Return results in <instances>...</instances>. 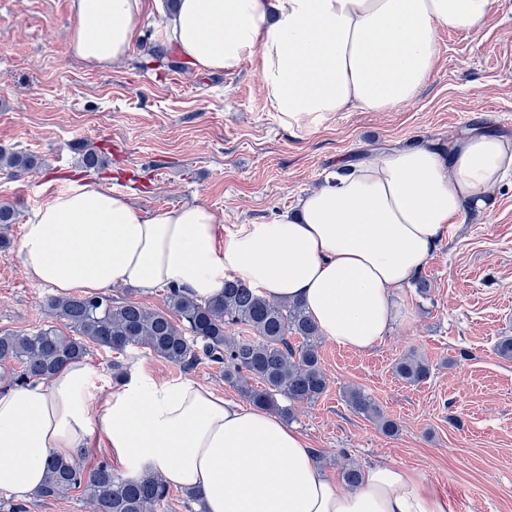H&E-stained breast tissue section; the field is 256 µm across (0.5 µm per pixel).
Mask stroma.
<instances>
[{"mask_svg": "<svg viewBox=\"0 0 512 512\" xmlns=\"http://www.w3.org/2000/svg\"><path fill=\"white\" fill-rule=\"evenodd\" d=\"M70 4L0 0V148L40 161L17 177L0 174V202L19 211L6 231L10 247L0 248L2 331L30 333L51 322L44 301L56 290L27 274L20 239L23 223L59 185L95 180L144 213L200 203L220 224H260L291 212L339 159L423 139L443 146L482 126L512 137V0H497L479 35L440 34L436 69L409 104L345 112L304 138L279 125L252 63L233 73L185 66L153 9L140 19L145 39L131 57L87 68L67 50ZM85 144L104 167H82ZM420 274L428 293L406 288L403 319L374 349L321 342L327 391L297 408L290 424L333 477L352 465L402 464L447 496L452 512H512V359L496 350L512 336V176L485 213L450 228ZM411 352L432 367L415 386L393 373ZM122 362L239 397L204 364L186 371L135 348ZM354 387L397 423L395 434L349 406L345 394Z\"/></svg>", "mask_w": 512, "mask_h": 512, "instance_id": "35a3bbf8", "label": "stroma"}]
</instances>
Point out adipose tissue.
Segmentation results:
<instances>
[{
    "label": "adipose tissue",
    "mask_w": 512,
    "mask_h": 512,
    "mask_svg": "<svg viewBox=\"0 0 512 512\" xmlns=\"http://www.w3.org/2000/svg\"><path fill=\"white\" fill-rule=\"evenodd\" d=\"M496 0H177L163 32L197 71L255 65L279 125L298 137L354 109L391 112L431 78L443 32H478ZM145 0H71L68 50L89 66L139 44ZM512 175V137L474 130L338 162L295 212L224 227L202 204L143 213L125 193L73 181L23 226V266L62 292L174 286L197 299L235 277L300 302L322 335L368 351L450 227ZM127 477L199 493L202 512H448L420 471L370 469L346 491L291 426L192 379L132 370L114 383L86 361L0 390V491L35 495L50 458L93 437Z\"/></svg>",
    "instance_id": "ef3b65f1"
}]
</instances>
